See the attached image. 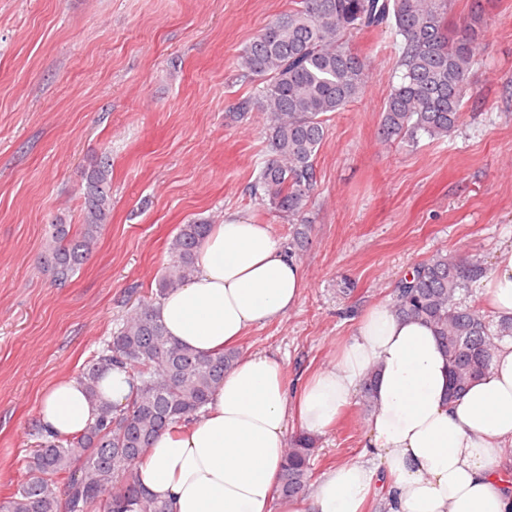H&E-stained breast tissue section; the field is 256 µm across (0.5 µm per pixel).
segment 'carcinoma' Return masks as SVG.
<instances>
[{
    "instance_id": "1",
    "label": "carcinoma",
    "mask_w": 512,
    "mask_h": 512,
    "mask_svg": "<svg viewBox=\"0 0 512 512\" xmlns=\"http://www.w3.org/2000/svg\"><path fill=\"white\" fill-rule=\"evenodd\" d=\"M447 15L448 0H292V7L260 29L235 62L237 78L256 85V92L238 99L233 117L263 114L270 143L250 196L293 224L305 223L328 116L362 97L371 78L368 57L349 47L357 34L387 29L396 40L397 81L381 112L380 139L414 144L455 134L485 9L474 0L469 21L457 31L448 28ZM81 182L80 229L73 232L60 220L46 225L43 263L60 287L90 258L111 221L109 157L93 159ZM211 226L206 218L179 225L155 298L138 303L77 376L93 421L71 437L35 429L36 448L25 459L28 478L0 501V512H128L132 506L137 512H171L167 502L143 490L139 465L159 435L205 411L240 355L230 347L202 356L172 339L157 315V303L194 275ZM485 273L478 260L438 252L400 279L390 304L394 315L434 329L448 357L452 399L489 373L497 342L512 336V316L495 321L464 299L470 283ZM116 365L133 380L121 407L100 396L102 379ZM315 451V438L307 433L288 445L282 497L305 492Z\"/></svg>"
}]
</instances>
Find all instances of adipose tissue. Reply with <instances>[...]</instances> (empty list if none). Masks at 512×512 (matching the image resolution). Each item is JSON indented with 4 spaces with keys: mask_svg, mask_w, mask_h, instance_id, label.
I'll return each instance as SVG.
<instances>
[{
    "mask_svg": "<svg viewBox=\"0 0 512 512\" xmlns=\"http://www.w3.org/2000/svg\"><path fill=\"white\" fill-rule=\"evenodd\" d=\"M196 267L157 313L170 336L201 354L283 318L305 286L301 265L267 225L236 214L214 226ZM483 284L496 313L512 315V252ZM373 372L372 463L337 465L309 493L280 498L289 411L305 430L325 432ZM447 391L448 360L431 327L373 308L334 360L297 391L273 357H239L206 414L154 442L140 480L174 512H364L378 488L387 512H512V466L502 458L512 447V337L498 342L489 374L459 400H448ZM38 414L46 431L60 436L80 433L92 419L74 378L56 382Z\"/></svg>",
    "mask_w": 512,
    "mask_h": 512,
    "instance_id": "adipose-tissue-1",
    "label": "adipose tissue"
}]
</instances>
